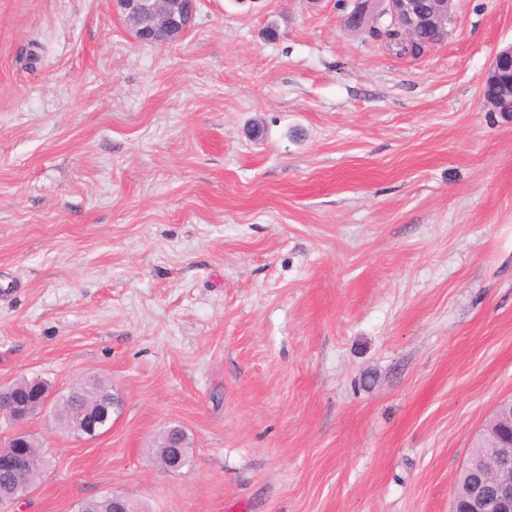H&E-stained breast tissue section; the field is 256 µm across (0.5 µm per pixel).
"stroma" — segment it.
I'll return each mask as SVG.
<instances>
[{"instance_id":"35a3bbf8","label":"stroma","mask_w":512,"mask_h":512,"mask_svg":"<svg viewBox=\"0 0 512 512\" xmlns=\"http://www.w3.org/2000/svg\"><path fill=\"white\" fill-rule=\"evenodd\" d=\"M454 11L412 58L336 0H197L162 46L112 0H0V387L119 400L91 440L27 423L16 512H449L512 399V116L481 98L512 0ZM95 385V386H94ZM85 386L92 387L87 390L84 385H80L72 389L67 395L62 396L60 405L61 415L58 419L59 424L62 427L68 426L69 417L68 414L72 411L77 410H94L95 404L103 399L112 400V385L98 379L96 376H88L85 379ZM94 386V387H93ZM3 453L1 457L8 458L19 452L24 460L30 462V466L24 474H18L12 470L2 468L1 457H0V494L5 495L8 493V489L15 479H23L33 481L38 473L39 465L41 462L42 454L39 444L27 434L23 440L20 448H8L7 444L0 445V453ZM129 500L117 493H110L99 499L84 500L77 504L75 512H131Z\"/></svg>"}]
</instances>
